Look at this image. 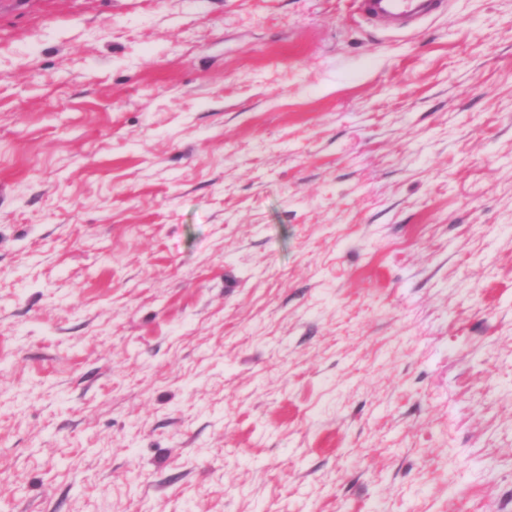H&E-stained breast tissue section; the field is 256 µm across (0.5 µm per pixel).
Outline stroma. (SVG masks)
<instances>
[{"mask_svg":"<svg viewBox=\"0 0 512 512\" xmlns=\"http://www.w3.org/2000/svg\"><path fill=\"white\" fill-rule=\"evenodd\" d=\"M0 512H512V0H0ZM361 17L369 24L383 21L407 24L437 10L440 0H355Z\"/></svg>","mask_w":512,"mask_h":512,"instance_id":"35a3bbf8","label":"stroma"}]
</instances>
